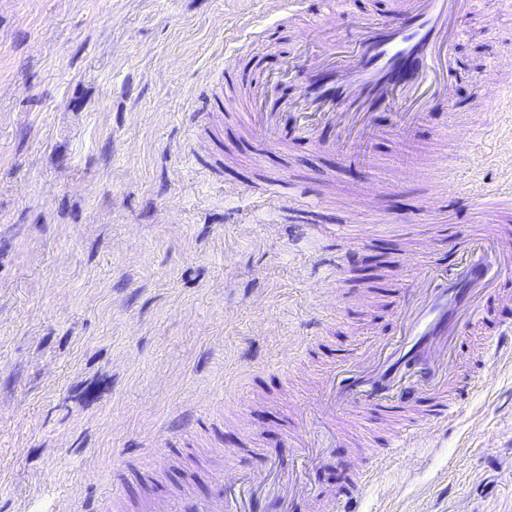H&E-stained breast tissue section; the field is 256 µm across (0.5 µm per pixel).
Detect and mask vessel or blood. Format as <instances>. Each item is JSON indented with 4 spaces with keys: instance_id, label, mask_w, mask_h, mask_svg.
<instances>
[{
    "instance_id": "1",
    "label": "vessel or blood",
    "mask_w": 512,
    "mask_h": 512,
    "mask_svg": "<svg viewBox=\"0 0 512 512\" xmlns=\"http://www.w3.org/2000/svg\"><path fill=\"white\" fill-rule=\"evenodd\" d=\"M340 6V0H318L316 49L304 61L288 64L296 93L269 102L262 98V79L242 89L223 74L210 73L195 100L192 129L216 126L222 115L212 106L220 101L236 110L258 158L329 130L333 136L326 148L357 164L356 147L375 136L373 116L379 108L399 102L396 127L403 134L427 112L453 101L457 63L451 45L463 35L458 17L472 12L474 0H392L391 18L385 22L361 13L348 55L332 32ZM476 81L495 93L465 107L472 117L512 96V51L493 56ZM260 196L265 201L292 197L308 210L317 206L316 198L291 193L283 177L267 182ZM455 253L452 263L438 258L424 263L400 297L390 334L364 345L323 380L325 412L360 405L368 423L398 425L391 451L395 457L416 446L421 429L445 431L456 415L455 399L468 391L451 370L457 341L495 295L503 270L512 267V228L497 224L461 238ZM487 334L489 359L511 361L512 330L494 327ZM216 482L211 501L195 503L183 496L169 502L165 512H253L267 491L273 494V512H290L291 501L305 490L301 468L281 472L272 458L263 476L226 471Z\"/></svg>"
}]
</instances>
